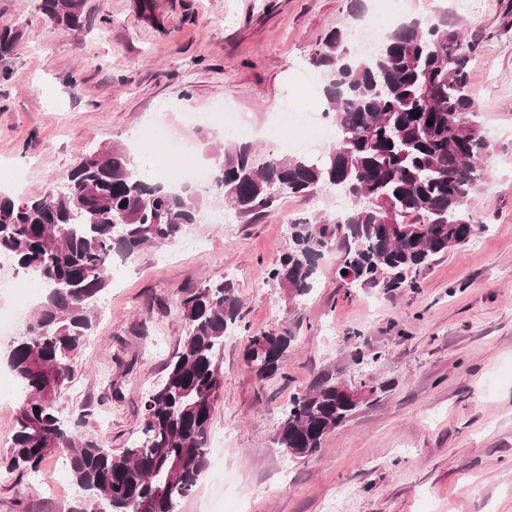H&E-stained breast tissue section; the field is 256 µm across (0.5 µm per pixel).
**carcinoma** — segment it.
Instances as JSON below:
<instances>
[{
  "instance_id": "carcinoma-1",
  "label": "carcinoma",
  "mask_w": 512,
  "mask_h": 512,
  "mask_svg": "<svg viewBox=\"0 0 512 512\" xmlns=\"http://www.w3.org/2000/svg\"><path fill=\"white\" fill-rule=\"evenodd\" d=\"M42 16L71 33L91 24L84 0H39ZM349 30L317 43L311 66L323 81L325 113L336 138L301 165L253 144L224 148L214 194L242 216L282 195L333 188L351 201L327 219L290 225V242L270 272L300 300L314 287L320 260L342 253L347 284L390 292L411 288L435 258L468 243L479 225L467 209L492 152L469 90L480 42L442 15L413 20L381 36L376 54L348 47ZM23 32L0 30V60ZM200 199L146 181L125 148L84 155L63 183L25 198L0 194V256L45 289L23 332L7 346V364L23 400L6 451V470L34 472L53 453L67 456L82 492L73 512H177L207 465V442L224 387V336L240 319L235 289L216 283L188 292L181 311L188 332L144 402L142 435L116 453L105 442L65 427L59 391L72 381L67 359L84 344L94 303L112 275V258L172 242L197 223ZM292 332H261L244 353L259 380L285 376ZM351 415L323 375L291 400L276 426L279 448L295 458L316 453Z\"/></svg>"
}]
</instances>
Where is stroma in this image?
<instances>
[{"label": "stroma", "mask_w": 512, "mask_h": 512, "mask_svg": "<svg viewBox=\"0 0 512 512\" xmlns=\"http://www.w3.org/2000/svg\"><path fill=\"white\" fill-rule=\"evenodd\" d=\"M414 14L462 23L481 43L469 84L495 133L468 206L482 229L435 261L415 287H346L339 254L292 301L269 272L296 219L336 212L335 191L283 196L255 218L203 219L173 242L117 262L96 306L74 379L56 408L88 406L79 432L114 450L141 434L143 401L187 332L183 290L233 285L242 306L224 338V388L208 465L177 512H512V0H408ZM93 25L74 35L38 0H0V28L23 38L0 78V193H40L80 154L119 144L163 113L187 158L213 166L225 139L189 128V112L244 113L258 152L277 137L282 99L321 112V83L303 79L330 30L353 25L350 0H85ZM198 249H191V242ZM291 330L285 376L258 381L249 334ZM375 393L303 460L273 442L290 398L321 372ZM79 496L61 455L38 473L0 472V512H70Z\"/></svg>", "instance_id": "obj_1"}]
</instances>
